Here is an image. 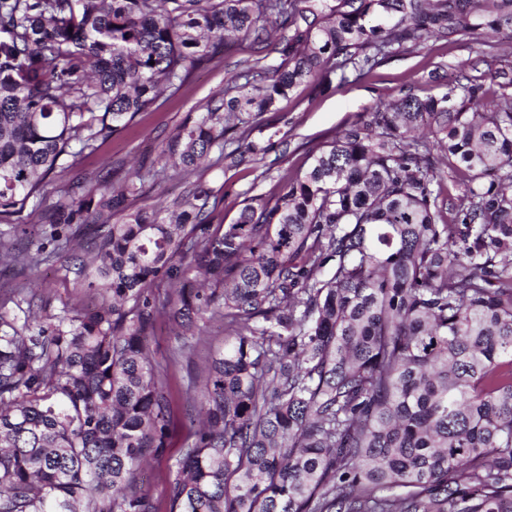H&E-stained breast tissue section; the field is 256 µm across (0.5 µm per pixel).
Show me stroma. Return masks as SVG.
I'll return each instance as SVG.
<instances>
[{
    "instance_id": "obj_1",
    "label": "stroma",
    "mask_w": 512,
    "mask_h": 512,
    "mask_svg": "<svg viewBox=\"0 0 512 512\" xmlns=\"http://www.w3.org/2000/svg\"><path fill=\"white\" fill-rule=\"evenodd\" d=\"M483 49L479 40L459 46L431 40L425 47L395 56L371 75L333 92L319 93L310 83L298 86L280 101L277 111L263 116L264 124L272 127L276 136L273 150L262 162L203 167L197 171V179L210 187L219 200L216 219L233 222L247 199L273 198L283 178L306 171L314 154L327 149L347 126L366 119L376 104L397 100L410 91L419 95L442 94L449 79L459 75L461 64L468 61L476 62L478 70H485L481 61ZM250 54V47L245 45L234 57L196 72L178 97L143 115L135 128L109 138L75 165L56 169L45 180L37 198L8 221H0V231L9 233L22 249L27 248L29 232L34 228L40 231V242L49 243L51 227L41 223L42 212L71 204L92 186L98 171L117 168L125 172L134 166H159L163 142L187 116L198 115L200 105L223 90L227 79L237 71V61ZM72 265L69 256L60 255L42 266L37 279L28 283L25 300L8 304L9 314L21 323L33 309L58 314L66 307L86 311L99 305L98 295L75 286ZM223 343V329L208 328L193 343L192 364L176 365L172 358L177 340L166 320L157 322L150 348L155 362L170 370L173 421L169 448L145 468L142 487L155 504H166L181 450L193 440L188 393L198 383L197 368Z\"/></svg>"
}]
</instances>
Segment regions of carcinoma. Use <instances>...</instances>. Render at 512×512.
Segmentation results:
<instances>
[{
	"label": "carcinoma",
	"instance_id": "1",
	"mask_svg": "<svg viewBox=\"0 0 512 512\" xmlns=\"http://www.w3.org/2000/svg\"><path fill=\"white\" fill-rule=\"evenodd\" d=\"M480 37L512 44V0H0V217L252 48L161 169L100 171L42 213L49 252L0 236V265L68 254L76 287L107 298L19 327L0 311V512H158L138 476L169 441L160 312L176 358L200 324L226 333L167 512H512V61L375 106L230 224L201 181L138 205L148 176L263 159L258 117L301 84Z\"/></svg>",
	"mask_w": 512,
	"mask_h": 512
}]
</instances>
